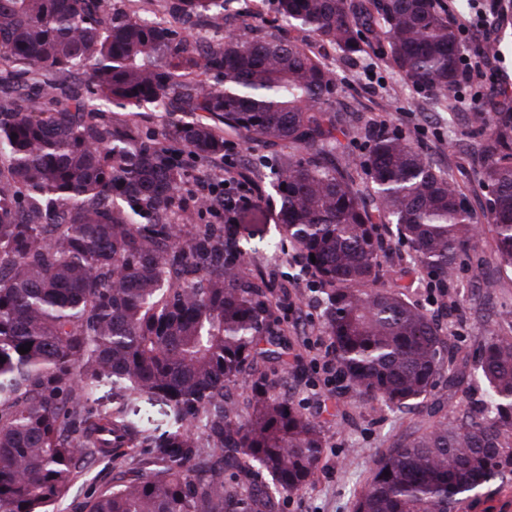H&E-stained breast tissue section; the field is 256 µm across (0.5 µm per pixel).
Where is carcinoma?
I'll use <instances>...</instances> for the list:
<instances>
[{
    "label": "carcinoma",
    "mask_w": 512,
    "mask_h": 512,
    "mask_svg": "<svg viewBox=\"0 0 512 512\" xmlns=\"http://www.w3.org/2000/svg\"><path fill=\"white\" fill-rule=\"evenodd\" d=\"M230 0H173L178 23L224 17ZM142 0H0V512H56L101 457L112 486L86 512H276L324 448L320 424L260 361L288 365L276 285L245 271V211L224 221L191 192L186 159L224 158V133L280 148L269 164L280 238L322 294L321 322L352 396L414 411L437 386L448 336L406 295L373 288L392 244L443 287L492 235L512 273V97L476 112L481 217L453 177L400 131L371 133L360 163L340 138L336 70L279 31L188 39ZM288 29L344 58L387 43L404 82L437 99L464 79L440 0H273ZM81 72L87 94L73 83ZM130 116L181 112L152 138ZM182 152H175L168 142ZM315 259H310V256ZM30 347L26 354L20 347ZM481 415L443 418L376 462L353 512H460L512 472V335L484 340ZM250 389L240 405L229 388ZM163 404L167 430L125 401Z\"/></svg>",
    "instance_id": "carcinoma-1"
}]
</instances>
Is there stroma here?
I'll return each instance as SVG.
<instances>
[{
  "label": "stroma",
  "instance_id": "stroma-1",
  "mask_svg": "<svg viewBox=\"0 0 512 512\" xmlns=\"http://www.w3.org/2000/svg\"><path fill=\"white\" fill-rule=\"evenodd\" d=\"M267 25L277 19L271 0H231L223 20L207 22L197 31L217 38L238 30L253 16ZM464 56L479 69L477 75L453 94L448 105L437 107L430 95L407 86L380 44L362 57L346 60L329 48L321 57L336 70L337 105L352 113L363 128L377 132L394 128L414 140L436 164L448 170L462 189L466 206L480 212L485 192L474 179V136L469 121L477 103L493 105L500 92L512 94V23L494 22L486 41L467 40ZM277 150L247 144L229 136L223 162L210 172L231 169L243 176L248 193L260 197L261 222L274 231L278 209L264 159ZM247 270L262 273L277 286L276 314L288 338L292 368L282 390L303 412L322 427L325 448L319 467L300 491L279 497L278 512H353V502L369 480L374 461L401 436L410 434L420 415L393 412L351 396L339 370H326L333 361V343L319 319V291L310 276L301 274L292 251L272 253L252 241ZM382 286L408 285L409 298L426 309L448 335L447 360L465 366V388L472 404H479L484 382L478 369L483 341L512 333L500 322L498 311L512 302V275L482 279L472 262H464L442 288L429 285L411 273L404 248H393L383 265ZM111 463H91L73 482L59 503V512H78L82 503L112 483ZM462 512H512V475L472 493Z\"/></svg>",
  "mask_w": 512,
  "mask_h": 512
}]
</instances>
